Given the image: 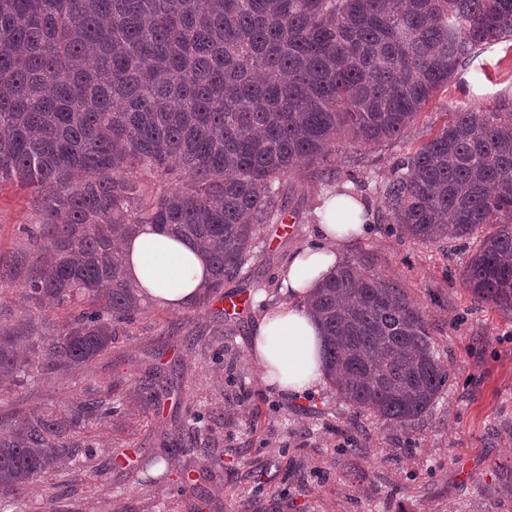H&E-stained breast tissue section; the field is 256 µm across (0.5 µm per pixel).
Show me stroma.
Segmentation results:
<instances>
[{
    "label": "stroma",
    "instance_id": "35a3bbf8",
    "mask_svg": "<svg viewBox=\"0 0 512 512\" xmlns=\"http://www.w3.org/2000/svg\"><path fill=\"white\" fill-rule=\"evenodd\" d=\"M479 80L449 83L410 124L403 139L362 148L340 140L334 178L303 167L282 178L291 233L268 224L254 256L228 295H264L241 315L221 305L172 310L145 302L128 335L89 366L27 382L0 397V421L14 409L52 407L90 386L121 381L127 413L94 424L95 448L25 491L20 512H512V310L474 298L460 277L475 251L471 240L428 245L380 223L374 191L396 162L436 133L446 113L469 106L512 112V43L479 56ZM358 180L376 218L346 244L343 258L368 274L396 281L424 313L449 373L432 409L408 424L388 423L342 402L332 385L291 397L265 386L249 359L253 331L281 301L280 273L316 241L323 195ZM34 195L0 185V251L23 253L25 229L38 221ZM30 312L60 320L48 306L29 309L20 283L0 290V324ZM166 387L159 402L132 393L151 367ZM203 424H195L190 412ZM165 456L164 471L121 464L128 449Z\"/></svg>",
    "mask_w": 512,
    "mask_h": 512
}]
</instances>
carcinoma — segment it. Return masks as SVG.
Here are the masks:
<instances>
[{
	"instance_id": "carcinoma-1",
	"label": "carcinoma",
	"mask_w": 512,
	"mask_h": 512,
	"mask_svg": "<svg viewBox=\"0 0 512 512\" xmlns=\"http://www.w3.org/2000/svg\"><path fill=\"white\" fill-rule=\"evenodd\" d=\"M512 40V0H0V183L39 202L32 254H0L34 307L66 313L0 327V396L38 371L87 366L142 314L117 244L141 224L191 241L211 281L197 307L283 220L278 183L328 170L338 138L402 137L480 51ZM383 219L424 244L486 226L462 271L512 310V112L465 108L380 182ZM328 380L392 423L427 413L448 382L423 312L348 261L309 299ZM159 377L137 389L158 398ZM119 386L31 407L0 432V510L91 448L122 413Z\"/></svg>"
}]
</instances>
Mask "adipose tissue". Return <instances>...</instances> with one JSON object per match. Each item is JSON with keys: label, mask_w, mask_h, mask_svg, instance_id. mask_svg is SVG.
I'll list each match as a JSON object with an SVG mask.
<instances>
[{"label": "adipose tissue", "mask_w": 512, "mask_h": 512, "mask_svg": "<svg viewBox=\"0 0 512 512\" xmlns=\"http://www.w3.org/2000/svg\"><path fill=\"white\" fill-rule=\"evenodd\" d=\"M367 204L346 190L328 191L318 210L319 243L294 253L281 274L284 302L268 309L253 332L249 358L263 383L291 396L318 392L325 383L323 332L305 300L342 259L345 244L362 236ZM128 280L157 305L183 309L208 283L205 259L190 241L144 226L121 241Z\"/></svg>", "instance_id": "obj_1"}]
</instances>
